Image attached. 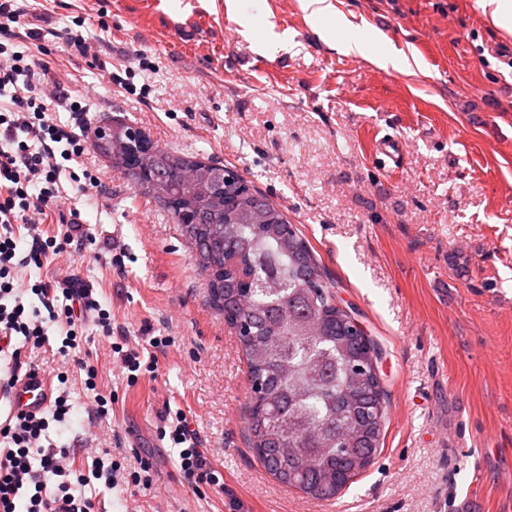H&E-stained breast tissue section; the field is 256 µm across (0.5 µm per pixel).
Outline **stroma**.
Segmentation results:
<instances>
[{
  "label": "stroma",
  "mask_w": 512,
  "mask_h": 512,
  "mask_svg": "<svg viewBox=\"0 0 512 512\" xmlns=\"http://www.w3.org/2000/svg\"><path fill=\"white\" fill-rule=\"evenodd\" d=\"M337 39L395 47L418 65L382 69L329 48L301 0H31L25 21L83 35L97 58L59 42L52 73L110 121L155 144L235 169L286 214L335 284L337 300L380 348L387 420L381 450L335 498L311 500L273 479L247 443L251 395L240 344L210 304L207 277L179 225L95 149L102 188L60 184L82 223L60 256L14 271L33 284L81 280L133 347L170 336L156 379L128 385L113 337L81 326L96 387L70 366L74 412L50 444L134 465L150 487L84 486L98 512H512V36L479 0H332ZM406 145L395 173L377 162L384 135ZM124 249L123 266L112 264ZM117 394L108 417L95 395ZM183 411L223 489L196 493L176 449L159 440Z\"/></svg>",
  "instance_id": "stroma-1"
}]
</instances>
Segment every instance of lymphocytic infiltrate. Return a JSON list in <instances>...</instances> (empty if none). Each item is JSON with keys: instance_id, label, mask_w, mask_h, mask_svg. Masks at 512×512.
I'll return each instance as SVG.
<instances>
[{"instance_id": "f902f5d3", "label": "lymphocytic infiltrate", "mask_w": 512, "mask_h": 512, "mask_svg": "<svg viewBox=\"0 0 512 512\" xmlns=\"http://www.w3.org/2000/svg\"><path fill=\"white\" fill-rule=\"evenodd\" d=\"M28 11L29 0H0V54L10 57L9 63L0 66V98L10 100L9 108L0 110V360L15 365L20 364L27 347H41L42 324L47 320L59 323L65 332L57 350L65 359L78 347L75 313L94 318L104 335L112 333L109 312L88 289L69 286L67 301L62 304L54 289L42 283L32 289L39 305L28 308L13 284L21 226L34 217L43 224L80 223L78 211L64 209L59 183L65 163L80 159L86 149L78 134L47 120L52 107L72 113L78 121L85 108L52 78L50 61L32 58L28 46L50 37L65 38L68 47L82 54L88 46L76 34L64 37L56 30L20 29ZM68 176L85 193L101 185L99 176L88 169ZM171 343L168 336L151 337L150 351L145 354L113 342L114 352L120 354L128 370V385H135L140 377L155 376L158 356ZM51 411L48 418L40 413H19L0 423V512H95L92 499L80 486L87 478H102L104 470L99 467L88 475L70 476L64 463L74 459V449L40 448L50 422L63 424L70 418L72 406L65 391H57ZM159 434L178 448L179 467L186 480L197 487H223V474L201 449L184 413L162 417Z\"/></svg>"}]
</instances>
